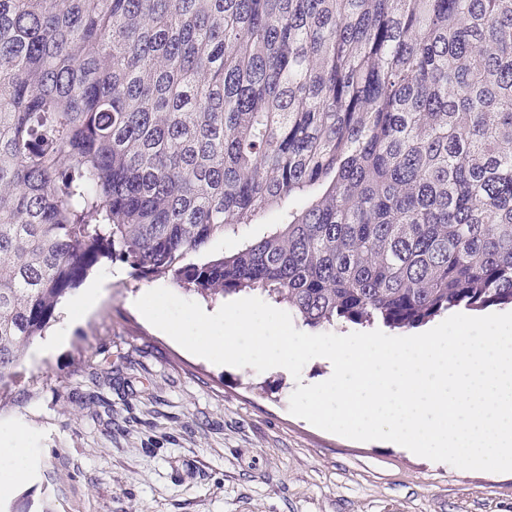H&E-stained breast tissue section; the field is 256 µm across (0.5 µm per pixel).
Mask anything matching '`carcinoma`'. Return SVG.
Here are the masks:
<instances>
[{"mask_svg":"<svg viewBox=\"0 0 512 512\" xmlns=\"http://www.w3.org/2000/svg\"><path fill=\"white\" fill-rule=\"evenodd\" d=\"M104 258L313 329L512 305V0H0V387ZM274 213H268L261 221V224H251L249 227L240 231L239 234L226 235L224 240H218L213 243L211 251L214 253L232 254L242 247L245 239H255L261 237L266 231L268 224L275 222Z\"/></svg>","mask_w":512,"mask_h":512,"instance_id":"1","label":"carcinoma"}]
</instances>
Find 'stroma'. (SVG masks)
Segmentation results:
<instances>
[{
    "mask_svg": "<svg viewBox=\"0 0 512 512\" xmlns=\"http://www.w3.org/2000/svg\"><path fill=\"white\" fill-rule=\"evenodd\" d=\"M104 296L60 307L0 389V437L27 433V483L0 512H512V473L455 468L389 441L358 442L289 411L318 357L283 368L216 365L152 326L136 300L171 287L102 260ZM64 344H56V337Z\"/></svg>",
    "mask_w": 512,
    "mask_h": 512,
    "instance_id": "stroma-1",
    "label": "stroma"
}]
</instances>
